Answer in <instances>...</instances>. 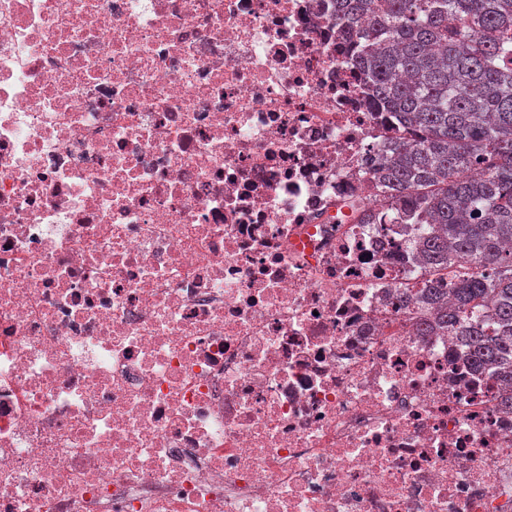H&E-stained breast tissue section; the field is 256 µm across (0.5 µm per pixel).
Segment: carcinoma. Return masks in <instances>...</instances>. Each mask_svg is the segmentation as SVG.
Instances as JSON below:
<instances>
[{
  "instance_id": "carcinoma-1",
  "label": "carcinoma",
  "mask_w": 512,
  "mask_h": 512,
  "mask_svg": "<svg viewBox=\"0 0 512 512\" xmlns=\"http://www.w3.org/2000/svg\"><path fill=\"white\" fill-rule=\"evenodd\" d=\"M343 2L373 108L408 124L376 170V205L429 225L420 332L457 331L511 408L512 0Z\"/></svg>"
}]
</instances>
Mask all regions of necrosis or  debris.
Here are the masks:
<instances>
[{"label":"necrosis or debris","instance_id":"necrosis-or-debris-1","mask_svg":"<svg viewBox=\"0 0 512 512\" xmlns=\"http://www.w3.org/2000/svg\"><path fill=\"white\" fill-rule=\"evenodd\" d=\"M338 5L0 0V512H512Z\"/></svg>","mask_w":512,"mask_h":512}]
</instances>
